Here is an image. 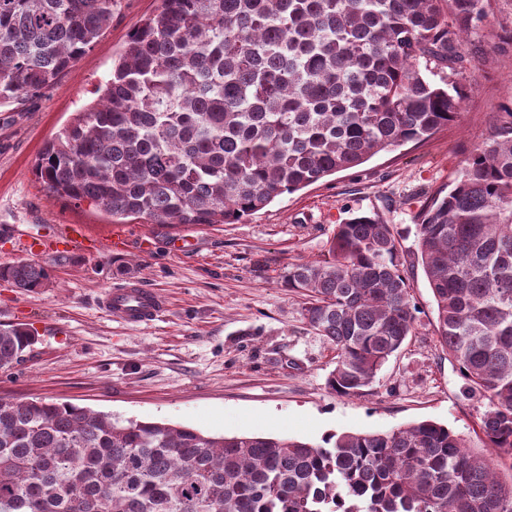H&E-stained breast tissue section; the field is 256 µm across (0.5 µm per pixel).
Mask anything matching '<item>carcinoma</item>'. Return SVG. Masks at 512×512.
Listing matches in <instances>:
<instances>
[{"instance_id": "carcinoma-1", "label": "carcinoma", "mask_w": 512, "mask_h": 512, "mask_svg": "<svg viewBox=\"0 0 512 512\" xmlns=\"http://www.w3.org/2000/svg\"><path fill=\"white\" fill-rule=\"evenodd\" d=\"M115 0H0V101L53 85ZM489 0H160L96 98L45 145V189L122 222L234 224L460 115L462 34ZM448 69L435 81L433 69ZM437 336L488 401L487 447L512 470V112L415 216ZM329 258L288 270L304 322L336 347L327 386L370 387L412 335L393 225L360 211ZM47 266L0 279L26 291ZM33 330L0 323V370ZM0 512H512V477L434 421L320 443L211 436L68 403L0 396Z\"/></svg>"}]
</instances>
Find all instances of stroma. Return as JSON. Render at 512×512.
<instances>
[{
  "instance_id": "stroma-1",
  "label": "stroma",
  "mask_w": 512,
  "mask_h": 512,
  "mask_svg": "<svg viewBox=\"0 0 512 512\" xmlns=\"http://www.w3.org/2000/svg\"><path fill=\"white\" fill-rule=\"evenodd\" d=\"M158 0H117L93 47L55 85L0 104V265L48 264L18 252V237L51 224H83L91 237L127 236L125 251L103 249L54 268L25 291L0 281V321L37 333L26 361L0 372V396L71 403L125 419L166 422L208 435H265L311 443L342 432H385L432 420L481 447L484 397L468 393L456 362L437 341L421 267L408 271L415 328L365 394L344 398L326 384L336 351L303 322L302 296L285 286L297 263L328 256L337 224L378 211L405 256L416 251L415 217L428 194L451 183L501 113L512 110V0H491L488 17L464 37L469 60L459 120L419 144L283 196L236 224L171 230L119 224L85 203L49 193L33 173L44 144L93 101L131 32ZM152 247L142 251L140 242ZM188 250H173L175 239ZM136 283L168 307L130 325L100 307L111 288Z\"/></svg>"
}]
</instances>
